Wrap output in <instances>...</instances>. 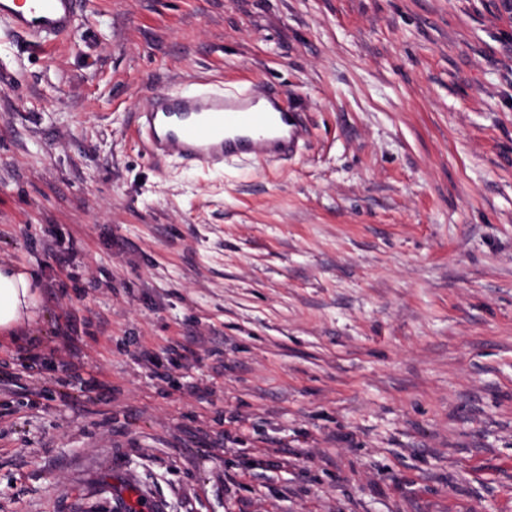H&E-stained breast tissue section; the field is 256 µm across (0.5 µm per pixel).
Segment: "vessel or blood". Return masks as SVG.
Instances as JSON below:
<instances>
[{"instance_id": "vessel-or-blood-1", "label": "vessel or blood", "mask_w": 512, "mask_h": 512, "mask_svg": "<svg viewBox=\"0 0 512 512\" xmlns=\"http://www.w3.org/2000/svg\"><path fill=\"white\" fill-rule=\"evenodd\" d=\"M88 0H0V20L38 48L70 39ZM143 150L153 159L214 167L240 154L288 157L306 134L302 113L280 92L233 94L198 86L155 94L133 105Z\"/></svg>"}]
</instances>
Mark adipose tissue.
I'll return each mask as SVG.
<instances>
[{
	"mask_svg": "<svg viewBox=\"0 0 512 512\" xmlns=\"http://www.w3.org/2000/svg\"><path fill=\"white\" fill-rule=\"evenodd\" d=\"M36 306L30 274L19 266L0 265V333H15L30 321Z\"/></svg>",
	"mask_w": 512,
	"mask_h": 512,
	"instance_id": "ef3b65f1",
	"label": "adipose tissue"
}]
</instances>
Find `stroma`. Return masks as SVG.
I'll return each instance as SVG.
<instances>
[{"instance_id": "1", "label": "stroma", "mask_w": 512, "mask_h": 512, "mask_svg": "<svg viewBox=\"0 0 512 512\" xmlns=\"http://www.w3.org/2000/svg\"><path fill=\"white\" fill-rule=\"evenodd\" d=\"M282 89L286 161L132 102ZM0 512H512V0H92L0 21ZM87 0H1L0 19L38 48L70 39ZM35 289L24 268L0 265V333H15L30 321L37 307Z\"/></svg>"}]
</instances>
